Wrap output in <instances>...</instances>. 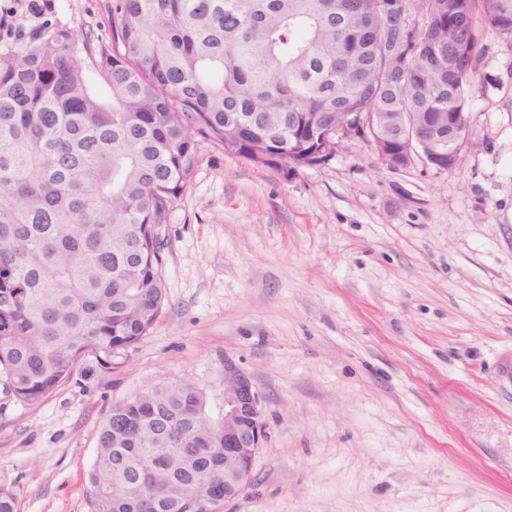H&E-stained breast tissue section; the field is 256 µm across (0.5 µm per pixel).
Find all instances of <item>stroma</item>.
<instances>
[{
    "label": "stroma",
    "mask_w": 512,
    "mask_h": 512,
    "mask_svg": "<svg viewBox=\"0 0 512 512\" xmlns=\"http://www.w3.org/2000/svg\"><path fill=\"white\" fill-rule=\"evenodd\" d=\"M112 0H51L109 36ZM456 166L384 164L342 140L327 163L257 166L210 141L159 235L167 301L120 371L82 359L29 406L0 389V485L17 512H93L113 405L189 382L219 416L232 358L268 439L224 512H512V47L480 33Z\"/></svg>",
    "instance_id": "35a3bbf8"
}]
</instances>
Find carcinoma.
I'll return each mask as SVG.
<instances>
[{
	"instance_id": "carcinoma-1",
	"label": "carcinoma",
	"mask_w": 512,
	"mask_h": 512,
	"mask_svg": "<svg viewBox=\"0 0 512 512\" xmlns=\"http://www.w3.org/2000/svg\"><path fill=\"white\" fill-rule=\"evenodd\" d=\"M112 0V40L66 27L0 54V383L37 405L91 356L122 367L164 302L157 227L199 140L258 166L312 167L359 116L418 121L442 170L478 76L479 28L512 47V0ZM224 430L184 382L147 385L103 422L95 512H209Z\"/></svg>"
}]
</instances>
